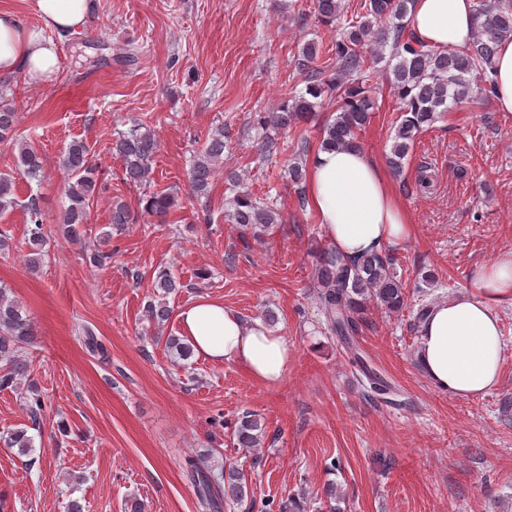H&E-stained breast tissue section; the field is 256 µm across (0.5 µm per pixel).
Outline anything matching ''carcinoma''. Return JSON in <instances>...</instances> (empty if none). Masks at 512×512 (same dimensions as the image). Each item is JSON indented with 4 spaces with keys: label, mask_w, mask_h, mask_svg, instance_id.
Listing matches in <instances>:
<instances>
[{
    "label": "carcinoma",
    "mask_w": 512,
    "mask_h": 512,
    "mask_svg": "<svg viewBox=\"0 0 512 512\" xmlns=\"http://www.w3.org/2000/svg\"><path fill=\"white\" fill-rule=\"evenodd\" d=\"M413 4L414 0H358L353 11L345 15L342 0H314V15L322 26L336 32V40L325 51L315 39L299 48L294 63L305 89L287 93L270 116L256 113L257 125L280 130L293 128L314 119L321 107L320 99L325 97L332 102L336 115L320 124L319 149L359 146L361 131L378 109L375 85L380 72L378 64L383 62L390 74V88L399 112L388 163L395 175H402L403 161L418 135L444 112L477 97L488 99L495 95L494 56L499 43L512 37V0H474L473 11L478 21L475 37L461 48L448 50L428 45L408 30L407 17ZM11 93L10 85L0 86V143L14 150L23 175L35 178L43 173V158L30 139L17 133L19 117L10 102ZM143 126L142 120H132L131 126L117 132L112 142V152L122 161L125 182L135 187L149 182L151 162L158 150L157 139ZM225 146L221 127L211 133L194 156L188 186L195 198H209L215 174L224 164ZM290 146L293 161L288 164V182L302 194L306 181L303 157L308 154V145L297 141ZM290 146L267 136L261 142L260 152L270 157L288 151ZM60 167L67 174L63 188L69 200L63 216L66 240L81 245L83 257L91 266L107 268L112 264L113 253L86 248L83 229L98 188V164L85 142L74 140L61 156ZM14 190V177L1 175V211L15 203ZM174 204L175 193H152L146 198L144 212L163 222ZM28 210L26 270L36 275L48 257L47 237L36 199H31ZM279 219L277 211L243 189L236 192L230 207L224 210V220L236 225L243 239L264 236ZM132 220L127 202L121 198L112 202L113 226L119 229ZM396 265V258L384 250L349 260L324 249L318 257V308L328 331L353 354L370 392L377 395H394L396 391L363 366L357 352V336L367 302L393 312L407 307L409 296ZM151 288L159 299L148 302L146 316L149 322L162 327L171 314L165 298L183 288V284L163 268L152 280ZM9 293L10 289L0 286V390H15L29 377L30 364L24 352L37 339L35 324ZM83 343L92 354L105 353L101 340L88 326L83 329ZM25 400L32 425L40 424L47 409L45 395L31 384ZM233 436L240 448H258L267 437L266 423L259 415L246 411L238 418ZM6 443L21 456L28 455L33 448V438L25 428L10 433ZM184 473L198 506L205 512H224L227 504L237 506L248 498V474L242 468L224 464L215 470L196 458L186 460Z\"/></svg>",
    "instance_id": "cac0c4a2"
}]
</instances>
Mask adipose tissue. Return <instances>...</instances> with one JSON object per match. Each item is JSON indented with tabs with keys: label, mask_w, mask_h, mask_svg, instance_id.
I'll return each mask as SVG.
<instances>
[{
	"label": "adipose tissue",
	"mask_w": 512,
	"mask_h": 512,
	"mask_svg": "<svg viewBox=\"0 0 512 512\" xmlns=\"http://www.w3.org/2000/svg\"><path fill=\"white\" fill-rule=\"evenodd\" d=\"M94 0H34L44 29L57 34L82 27ZM408 22L438 48L469 43L477 28L472 0H415ZM58 50L13 11L0 10V74L23 71L32 81L54 74ZM306 195L326 240L354 259L406 242L407 214L383 169L362 148L319 150L313 155ZM512 303V252L482 266L468 290L432 306L421 324L417 362L429 382L457 398L488 393L499 382L503 356L498 306ZM178 319L197 356L231 363L260 382L281 379L288 367L287 340L261 320H248L223 301L204 298Z\"/></svg>",
	"instance_id": "1"
}]
</instances>
